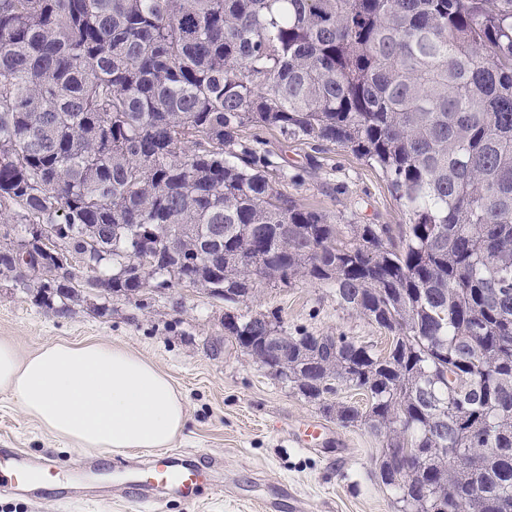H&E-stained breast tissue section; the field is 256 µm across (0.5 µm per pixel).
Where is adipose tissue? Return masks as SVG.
Listing matches in <instances>:
<instances>
[{
	"label": "adipose tissue",
	"instance_id": "1",
	"mask_svg": "<svg viewBox=\"0 0 512 512\" xmlns=\"http://www.w3.org/2000/svg\"><path fill=\"white\" fill-rule=\"evenodd\" d=\"M0 392L87 454L165 448L187 421L186 399L166 374L101 342H53L24 357L0 340Z\"/></svg>",
	"mask_w": 512,
	"mask_h": 512
}]
</instances>
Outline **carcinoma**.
Listing matches in <instances>:
<instances>
[{
    "mask_svg": "<svg viewBox=\"0 0 512 512\" xmlns=\"http://www.w3.org/2000/svg\"><path fill=\"white\" fill-rule=\"evenodd\" d=\"M247 128L375 164L403 224L328 221L280 188ZM0 275L43 224L34 301L192 285L230 309L257 281L332 288L393 335L288 336L279 377L423 468L403 512H512V0H0ZM179 228L143 265L134 238ZM247 355L264 322L236 314ZM345 384L368 405L329 403ZM464 449L468 465L448 466Z\"/></svg>",
    "mask_w": 512,
    "mask_h": 512,
    "instance_id": "carcinoma-1",
    "label": "carcinoma"
}]
</instances>
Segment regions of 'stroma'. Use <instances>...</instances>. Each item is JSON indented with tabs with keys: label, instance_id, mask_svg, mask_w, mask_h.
Wrapping results in <instances>:
<instances>
[{
	"label": "stroma",
	"instance_id": "1",
	"mask_svg": "<svg viewBox=\"0 0 512 512\" xmlns=\"http://www.w3.org/2000/svg\"><path fill=\"white\" fill-rule=\"evenodd\" d=\"M262 136L290 174L285 190L301 205L323 210L334 224L404 223L379 169L337 146L318 151L275 129ZM25 285L0 276V340H13L24 355L60 340L104 341L155 364L185 395L187 423L168 451L183 461L207 455L216 464L195 502L160 491L151 512H401L397 493L375 476L380 439L363 425L340 426L232 343L223 302L189 287L152 288L132 300L93 291L63 312L35 303ZM240 311L276 313L287 331L342 333L380 348L388 342L316 281L262 286ZM312 426L321 435L303 444ZM0 448L32 465L52 456L75 474L55 497L0 484V512H149L116 480L127 457L110 455L108 476L87 474L90 455L43 432L3 393Z\"/></svg>",
	"mask_w": 512,
	"mask_h": 512
}]
</instances>
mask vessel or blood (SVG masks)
<instances>
[{
  "instance_id": "vessel-or-blood-1",
  "label": "vessel or blood",
  "mask_w": 512,
  "mask_h": 512,
  "mask_svg": "<svg viewBox=\"0 0 512 512\" xmlns=\"http://www.w3.org/2000/svg\"><path fill=\"white\" fill-rule=\"evenodd\" d=\"M208 469L199 467H176L168 456H153L150 463L132 471L126 483L127 488L139 490L146 486H162L175 491L184 500L197 497L199 487L206 482ZM0 481L16 485H38L45 490H56L61 475L52 458H45L39 466L26 465L23 458L14 452L0 450Z\"/></svg>"
}]
</instances>
